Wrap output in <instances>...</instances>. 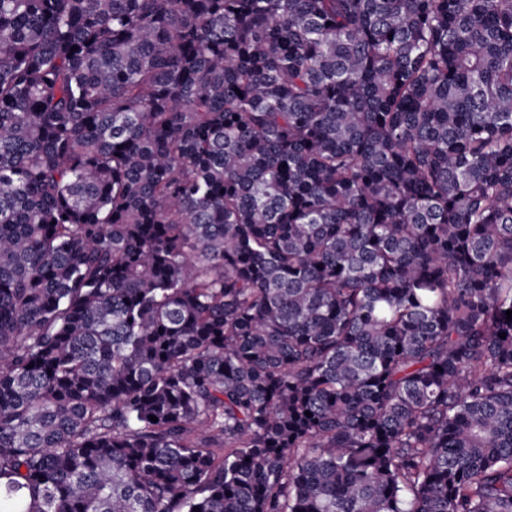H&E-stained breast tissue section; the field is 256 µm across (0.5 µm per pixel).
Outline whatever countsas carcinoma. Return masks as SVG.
<instances>
[{
  "instance_id": "1",
  "label": "carcinoma",
  "mask_w": 512,
  "mask_h": 512,
  "mask_svg": "<svg viewBox=\"0 0 512 512\" xmlns=\"http://www.w3.org/2000/svg\"><path fill=\"white\" fill-rule=\"evenodd\" d=\"M508 310L512 0H0V512H512Z\"/></svg>"
}]
</instances>
